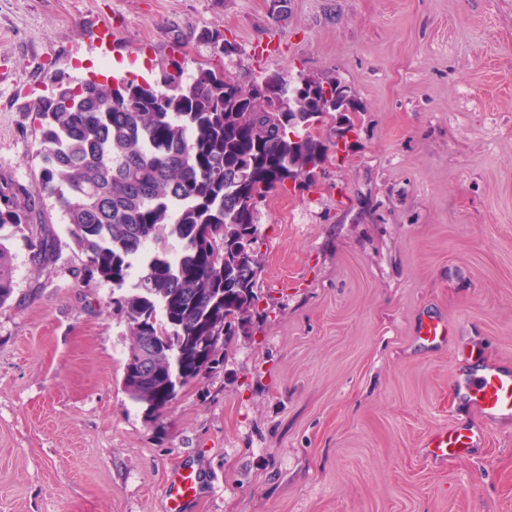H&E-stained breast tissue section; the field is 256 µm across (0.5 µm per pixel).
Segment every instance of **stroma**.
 <instances>
[{
  "instance_id": "35a3bbf8",
  "label": "stroma",
  "mask_w": 512,
  "mask_h": 512,
  "mask_svg": "<svg viewBox=\"0 0 512 512\" xmlns=\"http://www.w3.org/2000/svg\"><path fill=\"white\" fill-rule=\"evenodd\" d=\"M175 60L337 77L361 110L310 192L260 206L258 314L155 417L123 389L132 340L59 209L50 262L0 230V512H169L178 467L199 475L188 512H512V420L453 383L512 367V0H0V175L33 185L30 105L54 78ZM424 316L446 346L419 343ZM450 425L482 445L429 464ZM0 235V306L7 304L14 292V263L10 248L3 242Z\"/></svg>"
}]
</instances>
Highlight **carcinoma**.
Masks as SVG:
<instances>
[{"instance_id": "carcinoma-1", "label": "carcinoma", "mask_w": 512, "mask_h": 512, "mask_svg": "<svg viewBox=\"0 0 512 512\" xmlns=\"http://www.w3.org/2000/svg\"><path fill=\"white\" fill-rule=\"evenodd\" d=\"M200 39L221 54L233 46L217 29ZM162 70L148 82L114 86L54 79L33 104L39 175L27 188L0 178V229L10 226L33 259L50 254L54 233L34 224L51 200L84 255L83 271L130 287L112 298L130 351L123 386L160 414L178 389L226 360L234 336L258 314V208L276 190H310L335 142L321 127L336 118L351 132L357 104L349 86L300 73L272 75L243 89L199 64L183 76ZM10 248L0 241V306L14 292Z\"/></svg>"}]
</instances>
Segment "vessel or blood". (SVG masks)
<instances>
[{
    "mask_svg": "<svg viewBox=\"0 0 512 512\" xmlns=\"http://www.w3.org/2000/svg\"><path fill=\"white\" fill-rule=\"evenodd\" d=\"M448 336L447 324L431 318L423 319L417 330L418 340L426 346L446 344ZM454 385L485 419L493 421L512 416V372L489 365L476 373L457 377ZM483 439L479 430L445 427L428 436L423 445L424 454L430 462H442L466 453ZM197 481V474L183 468L168 476L163 493L170 512H183L186 502L194 496Z\"/></svg>",
    "mask_w": 512,
    "mask_h": 512,
    "instance_id": "1",
    "label": "vessel or blood"
}]
</instances>
